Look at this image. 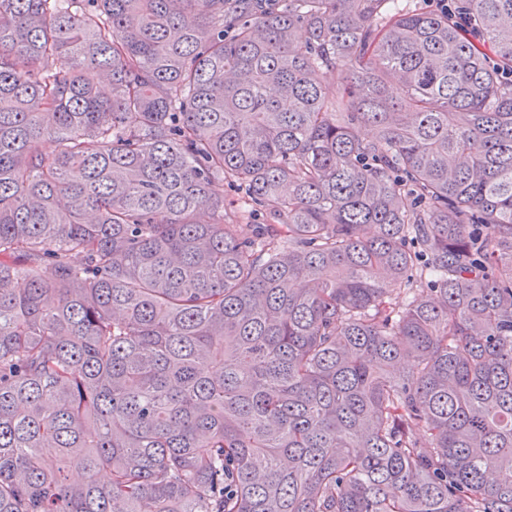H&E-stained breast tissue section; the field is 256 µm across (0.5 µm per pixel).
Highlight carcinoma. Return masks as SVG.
Segmentation results:
<instances>
[{
	"label": "carcinoma",
	"mask_w": 512,
	"mask_h": 512,
	"mask_svg": "<svg viewBox=\"0 0 512 512\" xmlns=\"http://www.w3.org/2000/svg\"><path fill=\"white\" fill-rule=\"evenodd\" d=\"M389 3L0 0V512H512V0ZM401 8H419L426 10V7L435 13H439L445 17L448 16V21L451 22L456 28L465 32L466 34L479 36V31L474 26L473 19L470 17L466 8L461 7L462 2L459 0H402Z\"/></svg>",
	"instance_id": "carcinoma-1"
}]
</instances>
